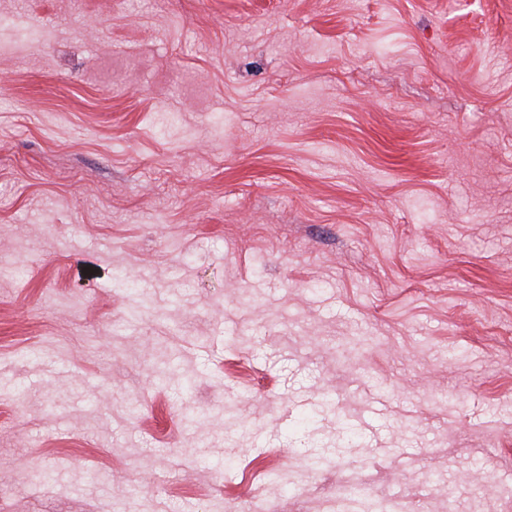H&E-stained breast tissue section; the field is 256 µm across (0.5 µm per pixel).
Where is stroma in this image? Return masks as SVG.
<instances>
[{
    "instance_id": "35a3bbf8",
    "label": "stroma",
    "mask_w": 512,
    "mask_h": 512,
    "mask_svg": "<svg viewBox=\"0 0 512 512\" xmlns=\"http://www.w3.org/2000/svg\"><path fill=\"white\" fill-rule=\"evenodd\" d=\"M1 16L0 512H512V0Z\"/></svg>"
}]
</instances>
